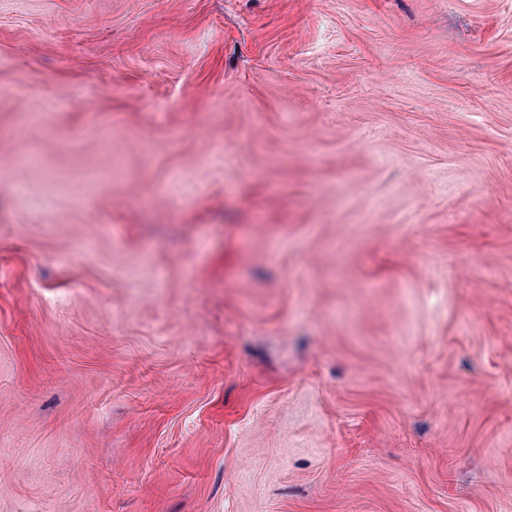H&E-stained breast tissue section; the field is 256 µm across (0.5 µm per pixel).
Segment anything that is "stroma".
I'll use <instances>...</instances> for the list:
<instances>
[{"label":"stroma","mask_w":512,"mask_h":512,"mask_svg":"<svg viewBox=\"0 0 512 512\" xmlns=\"http://www.w3.org/2000/svg\"><path fill=\"white\" fill-rule=\"evenodd\" d=\"M0 512H512V0H0Z\"/></svg>","instance_id":"1"}]
</instances>
